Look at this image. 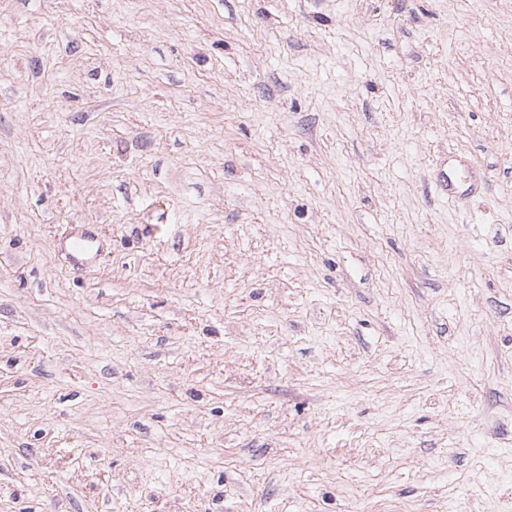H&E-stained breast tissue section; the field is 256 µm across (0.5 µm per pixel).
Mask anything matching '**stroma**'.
<instances>
[{
	"mask_svg": "<svg viewBox=\"0 0 512 512\" xmlns=\"http://www.w3.org/2000/svg\"><path fill=\"white\" fill-rule=\"evenodd\" d=\"M0 512H512V0H0ZM437 180L442 193L450 199H462L479 190L478 183L472 176L461 177L445 173ZM71 235L64 242V249L78 269H83L89 259H95L101 252V239L89 228Z\"/></svg>",
	"mask_w": 512,
	"mask_h": 512,
	"instance_id": "obj_1",
	"label": "stroma"
}]
</instances>
